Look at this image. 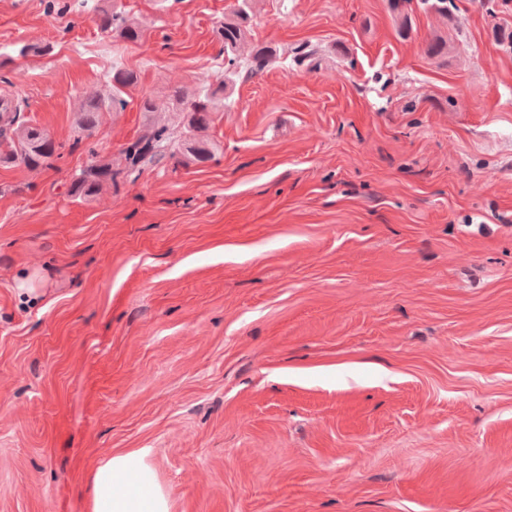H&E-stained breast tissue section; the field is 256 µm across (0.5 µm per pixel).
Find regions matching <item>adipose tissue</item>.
I'll return each mask as SVG.
<instances>
[{
	"mask_svg": "<svg viewBox=\"0 0 512 512\" xmlns=\"http://www.w3.org/2000/svg\"><path fill=\"white\" fill-rule=\"evenodd\" d=\"M151 451L139 448L102 459L92 480V512H170L165 488L149 464Z\"/></svg>",
	"mask_w": 512,
	"mask_h": 512,
	"instance_id": "1",
	"label": "adipose tissue"
}]
</instances>
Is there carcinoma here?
<instances>
[{"instance_id":"obj_1","label":"carcinoma","mask_w":512,"mask_h":512,"mask_svg":"<svg viewBox=\"0 0 512 512\" xmlns=\"http://www.w3.org/2000/svg\"><path fill=\"white\" fill-rule=\"evenodd\" d=\"M238 5L224 16L218 28L219 39L224 43V69L211 79L201 83L192 96L176 87L168 102L157 103L151 98L141 101L145 112H176L180 115L178 125H160L145 133L124 150L125 170H133L159 156H168L177 163L190 166L211 160L214 150L211 145L192 136V132L206 129L213 122L217 103L224 102L232 93L241 76L253 75L264 70L273 60V51L266 47L253 49L250 58L242 60L240 49L249 35V0H237ZM98 28L112 34L123 42L138 44L145 40V28L130 14L116 6L97 12ZM137 75L116 66L109 77L110 96L95 95L86 98L79 112V130L92 137L100 125L101 113L122 110L128 100L129 88L137 84ZM65 143L58 142L41 128L20 120L19 112L0 113V166H24L30 170L49 168L60 157ZM93 158L87 166L76 173L69 184L72 196L90 198L106 182H112L121 173L112 169V163L98 159L96 149H90Z\"/></svg>"}]
</instances>
